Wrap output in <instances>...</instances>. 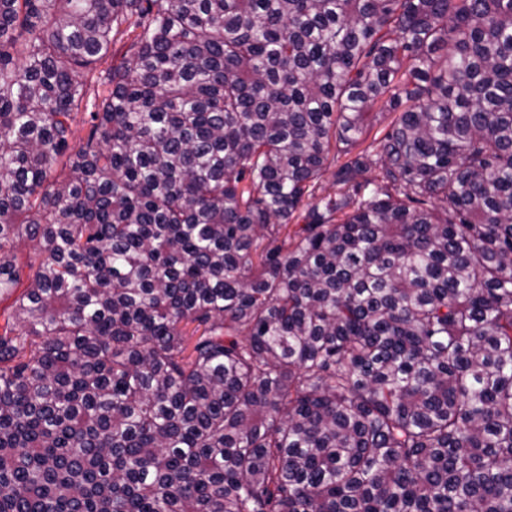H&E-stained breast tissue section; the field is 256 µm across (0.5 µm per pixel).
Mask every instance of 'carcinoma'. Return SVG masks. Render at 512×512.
Wrapping results in <instances>:
<instances>
[{
  "label": "carcinoma",
  "mask_w": 512,
  "mask_h": 512,
  "mask_svg": "<svg viewBox=\"0 0 512 512\" xmlns=\"http://www.w3.org/2000/svg\"><path fill=\"white\" fill-rule=\"evenodd\" d=\"M10 297L0 512H512V0H0ZM392 114L389 112H371L366 122L364 133L360 140L358 149L369 146L374 138L381 137L388 129L392 120Z\"/></svg>",
  "instance_id": "obj_1"
}]
</instances>
